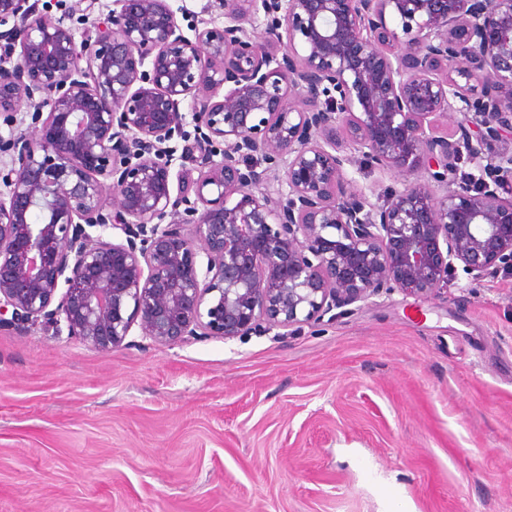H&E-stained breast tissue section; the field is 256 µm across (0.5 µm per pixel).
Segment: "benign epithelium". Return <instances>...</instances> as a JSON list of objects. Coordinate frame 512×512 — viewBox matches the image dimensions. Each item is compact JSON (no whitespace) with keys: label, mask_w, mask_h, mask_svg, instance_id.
Listing matches in <instances>:
<instances>
[{"label":"benign epithelium","mask_w":512,"mask_h":512,"mask_svg":"<svg viewBox=\"0 0 512 512\" xmlns=\"http://www.w3.org/2000/svg\"><path fill=\"white\" fill-rule=\"evenodd\" d=\"M79 2L0 0V328L227 341L512 275V156L484 162L512 132V0H217L190 37L168 0ZM348 166L400 186L372 203Z\"/></svg>","instance_id":"benign-epithelium-1"}]
</instances>
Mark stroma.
Instances as JSON below:
<instances>
[{
    "mask_svg": "<svg viewBox=\"0 0 512 512\" xmlns=\"http://www.w3.org/2000/svg\"><path fill=\"white\" fill-rule=\"evenodd\" d=\"M110 353L0 330V512H512V276Z\"/></svg>",
    "mask_w": 512,
    "mask_h": 512,
    "instance_id": "1",
    "label": "stroma"
}]
</instances>
